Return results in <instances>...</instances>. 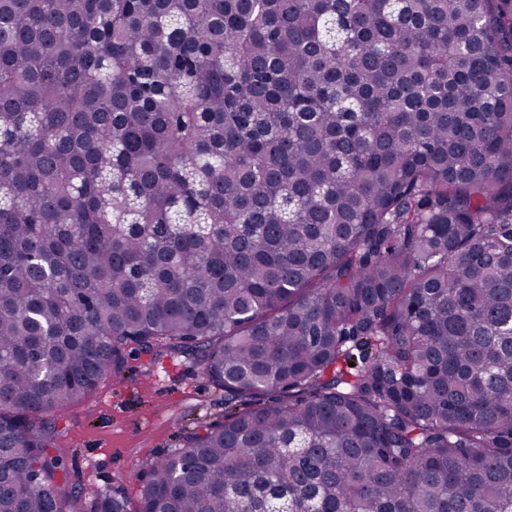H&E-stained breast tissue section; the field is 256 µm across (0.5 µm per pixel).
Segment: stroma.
Here are the masks:
<instances>
[{
  "mask_svg": "<svg viewBox=\"0 0 512 512\" xmlns=\"http://www.w3.org/2000/svg\"><path fill=\"white\" fill-rule=\"evenodd\" d=\"M223 420L224 393L197 366L135 354L123 380L104 382L59 416L60 445L70 451L65 475L88 488L123 489L137 503L140 477L175 448L178 430Z\"/></svg>",
  "mask_w": 512,
  "mask_h": 512,
  "instance_id": "1",
  "label": "stroma"
}]
</instances>
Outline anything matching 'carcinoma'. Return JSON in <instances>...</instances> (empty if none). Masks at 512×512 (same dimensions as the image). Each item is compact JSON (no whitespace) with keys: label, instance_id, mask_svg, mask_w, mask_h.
<instances>
[{"label":"carcinoma","instance_id":"cac0c4a2","mask_svg":"<svg viewBox=\"0 0 512 512\" xmlns=\"http://www.w3.org/2000/svg\"><path fill=\"white\" fill-rule=\"evenodd\" d=\"M135 352L224 423L132 511ZM0 512H512V0H0ZM128 370L124 380L104 382L58 416L61 448L75 449L59 477L87 488H121L134 507L141 485L136 476L175 448L179 429L224 422V391L183 358L154 362L133 354Z\"/></svg>","mask_w":512,"mask_h":512}]
</instances>
